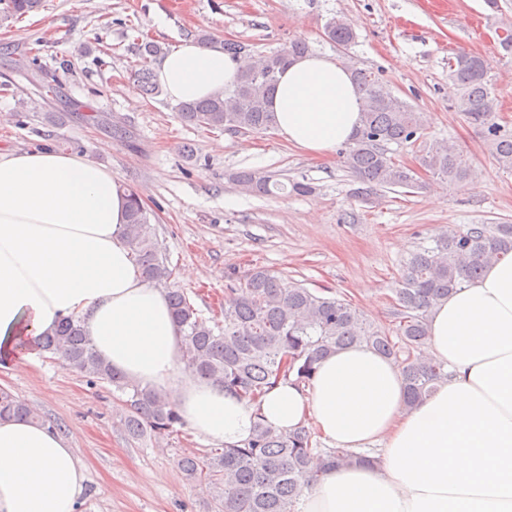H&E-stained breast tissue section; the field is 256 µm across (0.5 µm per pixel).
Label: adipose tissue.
<instances>
[{"mask_svg": "<svg viewBox=\"0 0 512 512\" xmlns=\"http://www.w3.org/2000/svg\"><path fill=\"white\" fill-rule=\"evenodd\" d=\"M222 46L183 41L157 79L172 102L230 86ZM292 147L330 153L360 122L350 71L329 55L292 59L271 97ZM126 196L110 168L48 148L0 150V360L20 364L77 315L101 357L167 393L209 441L239 445L256 414L275 429L308 423L339 448H376L372 465L330 471L294 512H512V259L491 265L430 315L428 357L446 382L413 408L399 366L373 349L324 358L309 384L279 382L260 405L179 369L182 333L163 289L135 267ZM84 465L49 425L0 419V512H80Z\"/></svg>", "mask_w": 512, "mask_h": 512, "instance_id": "adipose-tissue-1", "label": "adipose tissue"}]
</instances>
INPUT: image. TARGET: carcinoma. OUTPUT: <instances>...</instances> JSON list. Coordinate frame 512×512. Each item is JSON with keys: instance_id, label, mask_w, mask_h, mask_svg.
I'll list each match as a JSON object with an SVG mask.
<instances>
[{"instance_id": "obj_1", "label": "carcinoma", "mask_w": 512, "mask_h": 512, "mask_svg": "<svg viewBox=\"0 0 512 512\" xmlns=\"http://www.w3.org/2000/svg\"><path fill=\"white\" fill-rule=\"evenodd\" d=\"M40 6V0H0V14L20 19ZM326 39L345 49L356 34L342 18L325 25ZM310 50L300 38L288 46L246 63L232 86L202 101L179 106L180 120L192 127L236 133H262L274 128L270 98L278 75L294 57ZM249 45L224 41V53L250 56ZM164 53L154 41L139 49L134 80L140 92L160 93L149 68L150 59ZM359 95L360 126L344 145L342 155L359 187L355 194L370 199L383 188L415 189L416 173L387 156V145H416L424 137L426 116L388 91L370 70L350 67ZM484 56L461 51L448 58V79L454 107L480 127L500 168L512 171V127L496 121L497 98L488 78ZM424 169L454 185L471 181L473 169L457 149L440 144L421 149ZM238 184L269 195L290 191L304 195L312 187L286 185L272 173L243 170ZM128 224L125 234L133 261L143 278L166 287L173 318L183 333L182 360L193 376L212 381L240 398L259 399L278 381L295 377L305 384L327 355L354 345H366L398 363L408 408L428 397L448 378L440 361L419 355L429 339V316L448 295L480 278L488 265L512 256V224H471L464 231L441 232L429 246L405 259L393 288L399 320L386 328L368 321L346 299L329 288H307L255 268L229 280L224 289V322L199 316L189 296L169 287L173 272L163 257L139 193L126 190ZM38 348L62 358L84 373L90 383L103 382L126 396L124 426L135 438L174 431L183 424L177 408L159 391L114 371L97 352L77 316L62 319L37 342ZM36 419L28 403L0 388V416ZM366 455L348 448H320L304 424L279 431L257 416L253 436L241 447L200 448L178 459L190 482L205 484L212 512H291L303 491L316 485L324 472L356 462Z\"/></svg>"}]
</instances>
